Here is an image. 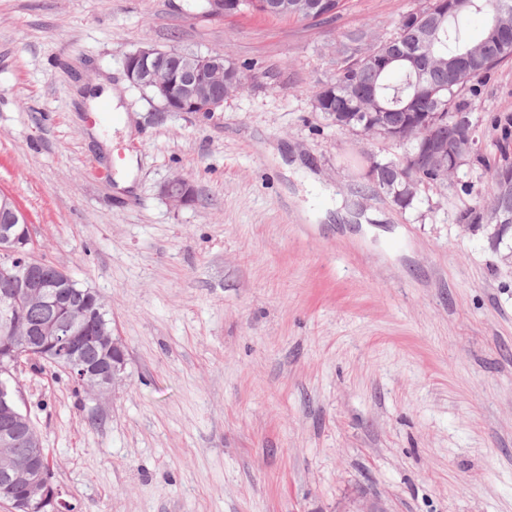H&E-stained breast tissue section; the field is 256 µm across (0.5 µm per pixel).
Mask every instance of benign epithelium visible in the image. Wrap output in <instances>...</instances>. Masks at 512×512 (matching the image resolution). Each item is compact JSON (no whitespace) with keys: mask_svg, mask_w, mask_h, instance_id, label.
Wrapping results in <instances>:
<instances>
[{"mask_svg":"<svg viewBox=\"0 0 512 512\" xmlns=\"http://www.w3.org/2000/svg\"><path fill=\"white\" fill-rule=\"evenodd\" d=\"M209 13L231 16L240 12L241 0H209ZM488 41L506 44L512 41V30L493 22ZM225 62L221 53L200 54L178 49H159L152 45L138 48L128 54L124 72L131 85L151 87L161 93L163 109L167 112H215L224 106ZM426 165L431 168L448 167V154L456 149L438 140L427 139ZM161 195L175 208L190 205L195 200V189L187 181L172 179L161 187ZM11 220L0 225V293L5 307L0 321L13 333V339L30 350L43 349L51 355L57 367L69 372L89 389L102 396L116 392L123 381L126 350L122 339L102 323L97 335L79 336V331L93 316L88 309H72L62 322L44 331L39 341L28 337L31 328L20 317L21 301L57 302L64 297V289L71 276L57 269L55 276H41L33 271L32 237L19 228L23 213L11 209ZM112 350V356L87 360V353L96 348ZM18 359L15 346H0V475L11 484L25 487L21 497L9 496L10 512H61L65 500L58 486L47 473L46 449L39 434L19 406L10 378L16 372ZM29 428V451L23 456L13 452L17 430Z\"/></svg>","mask_w":512,"mask_h":512,"instance_id":"benign-epithelium-1","label":"benign epithelium"}]
</instances>
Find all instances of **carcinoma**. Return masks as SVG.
<instances>
[{
    "label": "carcinoma",
    "instance_id": "cac0c4a2",
    "mask_svg": "<svg viewBox=\"0 0 512 512\" xmlns=\"http://www.w3.org/2000/svg\"><path fill=\"white\" fill-rule=\"evenodd\" d=\"M436 3L437 0H428L418 11L404 15L387 38L373 39L365 30L347 35V42L337 50L334 78L313 97L320 103L318 111L336 129L350 132L359 128L352 122L355 116H367L372 126L390 133L388 141L404 147V153L396 158H369L366 173L368 188L387 195L401 209L413 206L418 199V194L402 191L404 179L400 170L412 157L418 164L416 180L420 187L454 186L457 161L448 164L446 171L424 166L420 161L421 141L437 138L458 145L474 139L476 128L470 118V104L461 101V89L465 82L478 80L497 65L512 60V45H481L494 18L503 23L512 21V0H467V4L445 16L437 28L433 56L419 54L415 24L436 8ZM473 14L485 17L483 32L477 38L467 30V21ZM388 49L418 56L421 69L416 71L405 61L378 69L374 59ZM511 139L512 130L504 128L497 141L499 155L481 156L477 163L487 169H511ZM482 196L488 201L496 200L497 206L512 218V194L502 192L495 181L483 188ZM59 317V311L48 304L29 303L23 308L25 323L35 329Z\"/></svg>",
    "mask_w": 512,
    "mask_h": 512
}]
</instances>
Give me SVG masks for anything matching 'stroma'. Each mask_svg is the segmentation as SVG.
Segmentation results:
<instances>
[{
	"mask_svg": "<svg viewBox=\"0 0 512 512\" xmlns=\"http://www.w3.org/2000/svg\"><path fill=\"white\" fill-rule=\"evenodd\" d=\"M424 3L344 0L319 23L0 0V191L127 349L114 398L16 374L73 512H512V228L482 217L491 174L470 162L474 193L401 209L364 178L400 147L313 107L346 34L389 36ZM146 44L226 52L248 81L218 111H163L124 74ZM103 84L130 133L99 129ZM470 103L494 153L512 60ZM175 177L191 205L161 196Z\"/></svg>",
	"mask_w": 512,
	"mask_h": 512,
	"instance_id": "stroma-1",
	"label": "stroma"
}]
</instances>
